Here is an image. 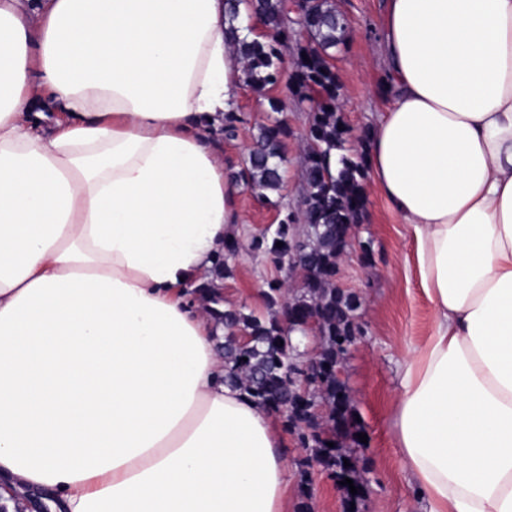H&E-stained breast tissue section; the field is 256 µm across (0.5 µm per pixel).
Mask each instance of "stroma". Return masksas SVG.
Instances as JSON below:
<instances>
[{"mask_svg":"<svg viewBox=\"0 0 512 512\" xmlns=\"http://www.w3.org/2000/svg\"><path fill=\"white\" fill-rule=\"evenodd\" d=\"M335 4L348 18L352 30L350 40L336 52L334 65L342 86L341 114L351 129L348 147L357 155L363 150V132L386 105L384 97L372 92L382 76V0H335ZM272 97L284 102V116L293 131L285 147L280 207L298 213L302 210L303 138L309 125L310 106L291 92L288 80H281L263 96L249 85H242L233 105L243 118L236 138L225 139L218 125L208 128L206 134L220 150L225 170L237 169L252 145L257 126L268 121V100ZM365 191L367 206L357 238L371 241L373 263L365 265L351 252L340 260L338 273L339 286L361 298L358 315L365 334L349 349L342 379L368 436L364 452L368 490L362 512H412L420 505L417 487L402 465L396 443L400 361L412 347L430 336L434 315L408 260L411 243L398 215L374 186H366ZM236 201L243 222L242 241H249L261 228L281 219L280 208L258 205L249 189H241ZM281 276V271L261 258L242 251L233 277L221 281L224 300L264 311L266 284ZM284 448L292 479L289 508H296L301 482L306 479L313 491L314 512H343L336 484L325 472L314 468L309 476H302L300 462L304 452L292 435H285Z\"/></svg>","mask_w":512,"mask_h":512,"instance_id":"35a3bbf8","label":"stroma"}]
</instances>
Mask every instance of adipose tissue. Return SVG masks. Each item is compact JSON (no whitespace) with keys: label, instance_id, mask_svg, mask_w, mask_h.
Wrapping results in <instances>:
<instances>
[{"label":"adipose tissue","instance_id":"ef3b65f1","mask_svg":"<svg viewBox=\"0 0 512 512\" xmlns=\"http://www.w3.org/2000/svg\"><path fill=\"white\" fill-rule=\"evenodd\" d=\"M225 9L0 0V476L66 512L288 510L274 417L187 306L240 222L205 134L245 79ZM380 57L368 166L434 313L400 457L426 512H512V0H385ZM57 116L58 110L49 97L45 94L39 95L31 113L32 121L37 124L45 134H51L54 131Z\"/></svg>","mask_w":512,"mask_h":512}]
</instances>
